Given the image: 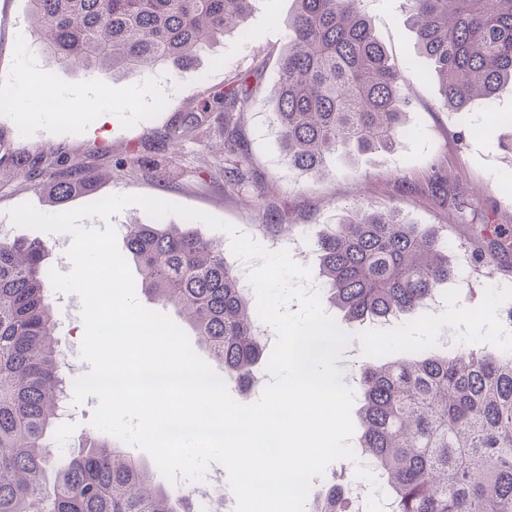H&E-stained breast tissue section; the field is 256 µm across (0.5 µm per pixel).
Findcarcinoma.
Instances as JSON below:
<instances>
[{
	"label": "carcinoma",
	"instance_id": "cac0c4a2",
	"mask_svg": "<svg viewBox=\"0 0 512 512\" xmlns=\"http://www.w3.org/2000/svg\"><path fill=\"white\" fill-rule=\"evenodd\" d=\"M254 0H28V34L61 66L96 76L180 71L217 36L238 27ZM364 0H296L268 102L288 165L312 176L340 155L395 150L406 133L404 77L389 62ZM418 57L431 65L440 102L454 111L512 85V0H406ZM261 73L246 70L202 98L165 135L170 155L219 123L223 151L211 169L224 192L263 204L265 187L238 137ZM41 178L55 204L98 191L100 172L42 156L0 157ZM488 247L471 254L497 268L512 234L475 195L460 208ZM261 228L290 229L269 211ZM321 300L344 321L380 323L424 308L458 277L435 225L410 224L366 199L312 235ZM126 244L141 293L172 305L224 376L251 382L264 359L258 314L224 242L179 224H130ZM42 240L0 236V512H191L190 499L155 469L105 441L55 460L48 431L60 423V344ZM358 447L393 512H512V352L428 348L360 365ZM55 479L43 482L46 468ZM345 485L309 492L306 512H344Z\"/></svg>",
	"mask_w": 512,
	"mask_h": 512
}]
</instances>
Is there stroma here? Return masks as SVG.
Instances as JSON below:
<instances>
[{
	"label": "stroma",
	"mask_w": 512,
	"mask_h": 512,
	"mask_svg": "<svg viewBox=\"0 0 512 512\" xmlns=\"http://www.w3.org/2000/svg\"><path fill=\"white\" fill-rule=\"evenodd\" d=\"M294 8V0H255L244 23L200 52L186 70L175 73L160 66L138 76L101 81L56 65L31 42L26 32L27 0H0V94L21 100L20 108H0V155L41 154L52 163L105 173L115 159L135 149L142 166L128 168L105 183L98 198L151 196L248 229L261 246L283 243V236L263 230L262 211L225 193L223 179L201 182L200 173L207 171L222 146L219 137L183 141L170 176L155 178L145 169L146 162L165 158L164 135L181 125L198 100L230 83L238 72L257 69L263 76L250 111L241 119V136L257 175L268 183L266 206L285 211L290 223L307 230L335 223L343 208L363 197L375 208L397 209L409 223L441 225L443 234L455 242L464 236L456 204L477 192L491 219L512 227V156L502 147L512 140V122L492 119L496 112L512 115V86L502 88L490 106L477 100L466 112L441 107L437 84L428 76L429 64L415 56L404 0H364L377 37L409 87L408 130L397 150L342 159L319 178L289 167L267 102L276 91L277 57L288 39L287 22ZM47 93L63 105L82 106L81 119L53 122L31 117ZM405 180L412 182V190L402 189ZM88 202V197L77 196L65 205L53 204L24 175L2 173L0 234L46 241L51 267L69 272L71 235L17 227L10 212L29 203L55 214ZM97 404V397H86L78 405L76 421L51 431L55 455L77 450L88 440L104 439V432L92 424Z\"/></svg>",
	"instance_id": "35a3bbf8"
}]
</instances>
